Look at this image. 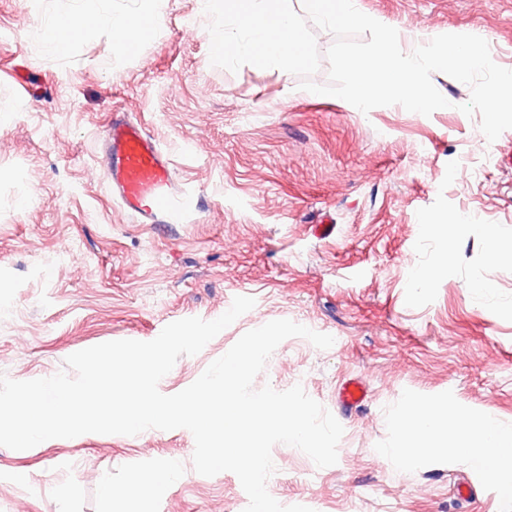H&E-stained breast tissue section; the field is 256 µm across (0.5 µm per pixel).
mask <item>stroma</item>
Listing matches in <instances>:
<instances>
[{"mask_svg":"<svg viewBox=\"0 0 512 512\" xmlns=\"http://www.w3.org/2000/svg\"><path fill=\"white\" fill-rule=\"evenodd\" d=\"M81 0H0V373L26 381L115 340L155 339L169 323L210 321L235 297L254 307L159 385H191L245 332L289 319L333 336L316 348L284 340L254 388L302 385L344 428L335 465L278 444L267 489L313 512H512L499 485L463 454L409 466L388 455L411 404L450 405L512 427V129L474 153L479 116L467 85L436 72L449 108L398 105L362 113L333 96L299 94L298 76L212 66L198 0H157L158 25L117 55L106 25L64 56L34 31ZM423 38L474 34L512 69V0H356ZM143 122L171 156L178 183L200 194L188 223L138 224L106 186L101 145L113 113ZM447 224L448 238L427 219ZM318 224L335 225L319 237ZM426 266L440 271L426 287ZM367 386L353 410L337 401ZM183 428L84 434L40 448L0 446V512H102L101 486L125 487L167 463L166 494L143 512H244L238 477L192 465ZM28 485L14 483L17 472ZM367 391L361 381L349 379L345 381L339 392V400L346 410L359 407L367 399Z\"/></svg>","mask_w":512,"mask_h":512,"instance_id":"stroma-1","label":"stroma"}]
</instances>
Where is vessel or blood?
<instances>
[{"label": "vessel or blood", "mask_w": 512, "mask_h": 512, "mask_svg": "<svg viewBox=\"0 0 512 512\" xmlns=\"http://www.w3.org/2000/svg\"><path fill=\"white\" fill-rule=\"evenodd\" d=\"M107 188L140 224H180L198 209L196 195L180 186L169 155L141 123L113 113L104 144ZM367 398L361 381L343 383L342 407H359Z\"/></svg>", "instance_id": "obj_1"}]
</instances>
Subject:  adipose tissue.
Masks as SVG:
<instances>
[{"label":"adipose tissue","mask_w":512,"mask_h":512,"mask_svg":"<svg viewBox=\"0 0 512 512\" xmlns=\"http://www.w3.org/2000/svg\"><path fill=\"white\" fill-rule=\"evenodd\" d=\"M156 12H122L105 19L112 30L114 51L125 55L144 39V22L155 20ZM97 13L74 11L57 15L37 34L54 54L69 52L77 38L97 24ZM399 443L391 453L406 463H417L425 454L454 449L465 454L471 466L501 481L504 496L512 495V429L488 419L479 423L457 410L433 404L411 406L403 421L395 425Z\"/></svg>","instance_id":"1"}]
</instances>
